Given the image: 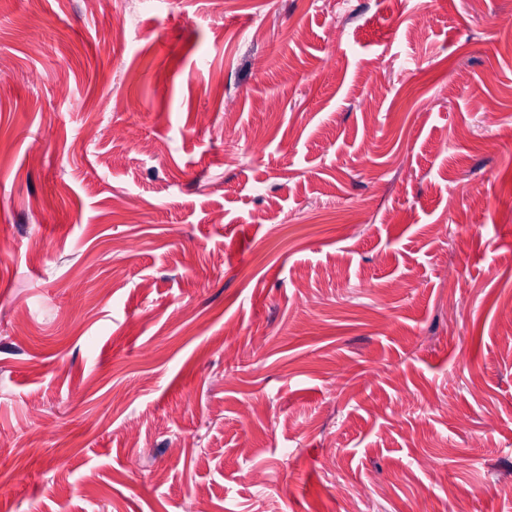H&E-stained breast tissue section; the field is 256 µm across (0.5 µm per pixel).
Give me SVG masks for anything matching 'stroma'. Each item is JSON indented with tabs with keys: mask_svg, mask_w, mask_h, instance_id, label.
Segmentation results:
<instances>
[{
	"mask_svg": "<svg viewBox=\"0 0 512 512\" xmlns=\"http://www.w3.org/2000/svg\"><path fill=\"white\" fill-rule=\"evenodd\" d=\"M511 309L512 0H0V512H512Z\"/></svg>",
	"mask_w": 512,
	"mask_h": 512,
	"instance_id": "35a3bbf8",
	"label": "stroma"
}]
</instances>
